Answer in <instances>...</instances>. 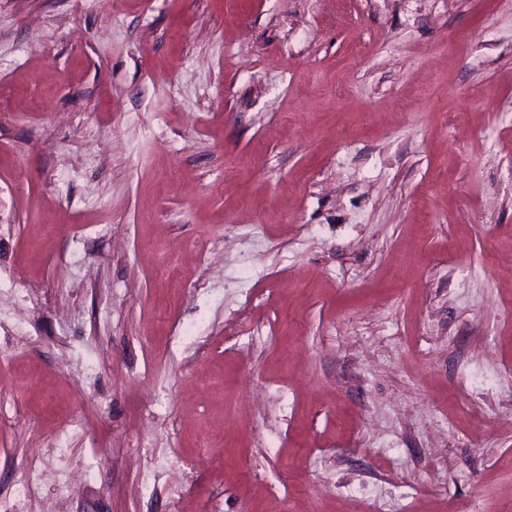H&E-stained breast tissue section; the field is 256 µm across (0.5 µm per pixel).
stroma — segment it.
Returning a JSON list of instances; mask_svg holds the SVG:
<instances>
[{
    "label": "stroma",
    "mask_w": 512,
    "mask_h": 512,
    "mask_svg": "<svg viewBox=\"0 0 512 512\" xmlns=\"http://www.w3.org/2000/svg\"><path fill=\"white\" fill-rule=\"evenodd\" d=\"M511 255L512 0H0L10 512H512Z\"/></svg>",
    "instance_id": "1"
}]
</instances>
